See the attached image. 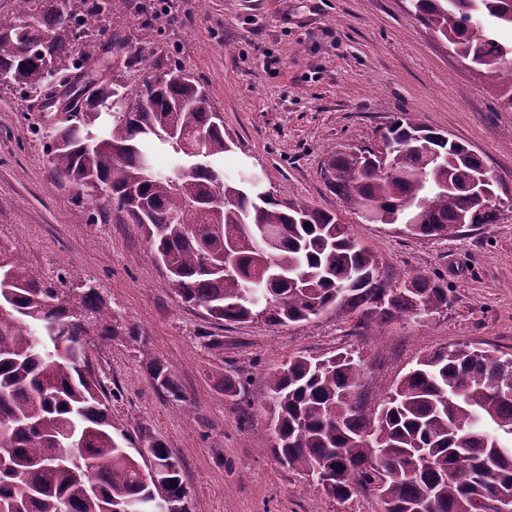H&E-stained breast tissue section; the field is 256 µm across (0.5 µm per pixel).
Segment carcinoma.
I'll return each mask as SVG.
<instances>
[{
  "instance_id": "1",
  "label": "carcinoma",
  "mask_w": 512,
  "mask_h": 512,
  "mask_svg": "<svg viewBox=\"0 0 512 512\" xmlns=\"http://www.w3.org/2000/svg\"><path fill=\"white\" fill-rule=\"evenodd\" d=\"M0 16V69L12 82L37 86L49 60L60 87L88 56L74 54V30L91 28L112 0L75 12L69 0H17ZM414 16L471 66L490 73L502 109L512 110V0H411ZM119 90L104 83L90 112H69L49 164L81 190L106 192L127 223L143 230L177 295L225 322L262 318L288 326L329 310L361 321L423 318L448 305V289L422 275L390 288L375 255L339 216L272 195L259 200L246 176L224 180L230 145L198 81L182 70L147 80L126 104L129 116L105 112ZM382 141L402 145L396 175L377 171V151L339 150L325 163L331 191L355 215L369 203L380 224L421 237L451 236L466 224H495L501 200L475 201L471 184L483 157L404 114ZM171 152L167 171L153 154ZM223 182V203L212 195ZM123 335L98 289L63 291L31 273L22 249L0 243V512H124L162 489L189 498L181 463L151 436L112 431L107 392L90 366L71 361L72 345L90 335ZM153 385L181 400L160 361L148 363ZM364 371L348 355L294 356L267 378L273 451L288 468L317 480L329 498L347 502L373 492L384 512H497L512 495V354L448 345L423 356L390 395L364 390ZM81 447L70 459L59 444ZM135 451H130V448ZM396 448L417 461L380 454Z\"/></svg>"
}]
</instances>
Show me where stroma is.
<instances>
[{
	"label": "stroma",
	"instance_id": "stroma-1",
	"mask_svg": "<svg viewBox=\"0 0 512 512\" xmlns=\"http://www.w3.org/2000/svg\"><path fill=\"white\" fill-rule=\"evenodd\" d=\"M75 48L90 54V72L131 93L175 68L192 73L234 141L225 176L256 174L281 201L339 210L324 161L348 145L380 147L404 112L484 157L509 203L497 223L419 237L347 218L384 278L439 281L447 307L380 326L342 310L286 327L222 322L177 297L144 234L112 203L58 178L47 161L61 121L49 89L0 85V242L21 248L39 277L73 290L95 285L125 332L134 330L91 337L88 348L115 429L170 448L196 512H382L370 495L330 499L276 459L266 378L293 356L347 353L381 397L439 347L512 353V112L500 109L493 77L461 63L409 0H112ZM212 338L223 350L209 347ZM154 358L182 399L152 386ZM227 378L236 397L224 394Z\"/></svg>",
	"mask_w": 512,
	"mask_h": 512
}]
</instances>
